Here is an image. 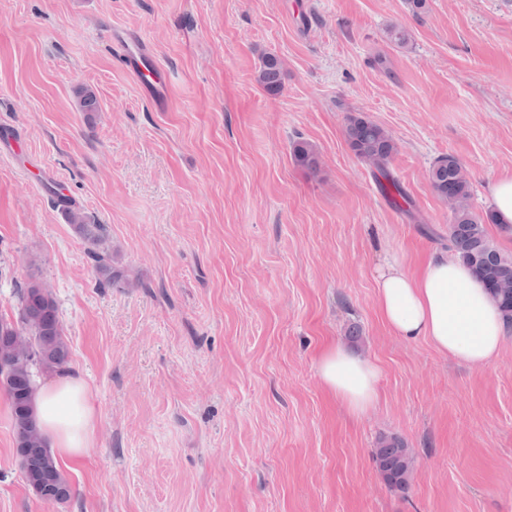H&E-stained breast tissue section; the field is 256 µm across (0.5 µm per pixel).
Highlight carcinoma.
<instances>
[{
    "label": "carcinoma",
    "mask_w": 512,
    "mask_h": 512,
    "mask_svg": "<svg viewBox=\"0 0 512 512\" xmlns=\"http://www.w3.org/2000/svg\"><path fill=\"white\" fill-rule=\"evenodd\" d=\"M284 69L274 54L261 57L256 82L270 93L283 88ZM344 135L348 147L359 160L370 164L389 181L394 195L405 194L388 170L396 152L392 136L380 125L356 114L347 118ZM297 165L311 171L319 167V154L307 141L293 147ZM429 181L434 193L448 205V251L452 252L487 288L502 316L512 323V295H504L493 287L496 282L512 283V255L505 254L489 238L485 224L495 221V214H477L470 204L471 189L467 173L455 156L437 158L429 168ZM57 202L88 245L107 283L125 280L123 272L104 262L98 249L103 245L104 228L73 199L63 196ZM24 333L28 343L19 345L16 336ZM69 345L59 319L53 293L40 281L33 280L18 293L16 320L0 318V387L10 404L15 436V453L26 484L49 504H66L74 496L73 487L62 466L42 437L35 415V377L62 370L69 361ZM376 470L388 488L404 493L410 485L414 459L411 449L395 435H381L371 450Z\"/></svg>",
    "instance_id": "1"
}]
</instances>
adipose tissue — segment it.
<instances>
[{
	"label": "adipose tissue",
	"instance_id": "1",
	"mask_svg": "<svg viewBox=\"0 0 512 512\" xmlns=\"http://www.w3.org/2000/svg\"><path fill=\"white\" fill-rule=\"evenodd\" d=\"M378 312L402 339L427 338L441 353L473 368L492 363L512 333L484 285L457 258L430 257L409 272L397 255L388 256L376 277ZM324 387L354 416L373 407L381 370L370 358L340 345L318 357ZM41 430L57 458L78 464L96 447V409L82 376L68 372L35 396Z\"/></svg>",
	"mask_w": 512,
	"mask_h": 512
}]
</instances>
